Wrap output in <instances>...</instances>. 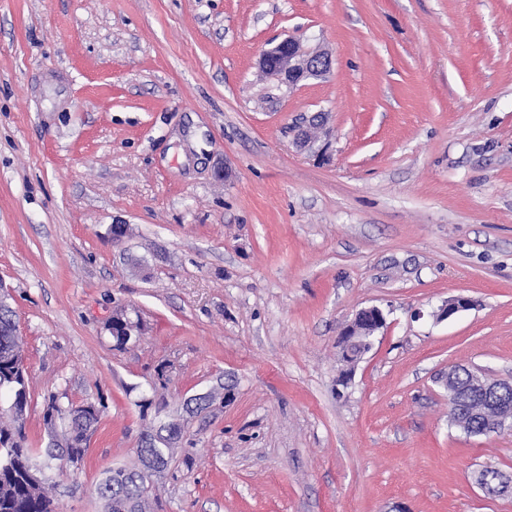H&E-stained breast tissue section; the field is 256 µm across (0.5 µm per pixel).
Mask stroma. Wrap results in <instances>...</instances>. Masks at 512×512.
Instances as JSON below:
<instances>
[{"instance_id":"35a3bbf8","label":"stroma","mask_w":512,"mask_h":512,"mask_svg":"<svg viewBox=\"0 0 512 512\" xmlns=\"http://www.w3.org/2000/svg\"><path fill=\"white\" fill-rule=\"evenodd\" d=\"M291 36L330 73L262 74ZM0 282L32 447L49 396L106 406L81 463L38 459L61 512L171 417L157 512H512L476 483L512 436L450 426L439 381L512 379V0H0ZM324 124V114L316 113L306 119L297 127L294 142L300 148H312L315 143V131ZM383 311L376 307L360 309L340 332L338 347L344 362L354 365L369 352L375 333L385 324Z\"/></svg>"}]
</instances>
